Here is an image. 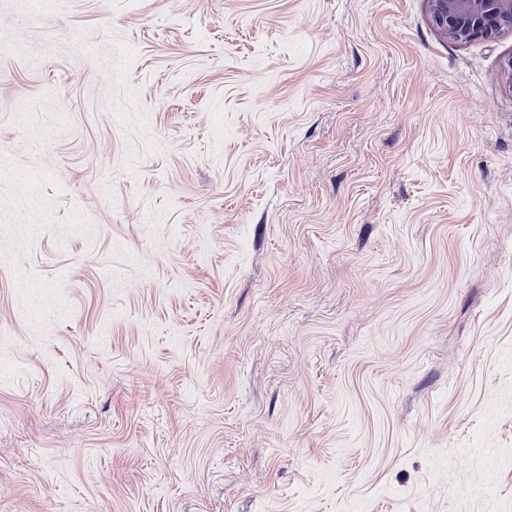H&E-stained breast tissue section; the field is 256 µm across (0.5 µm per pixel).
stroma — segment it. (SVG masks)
Segmentation results:
<instances>
[{"mask_svg":"<svg viewBox=\"0 0 512 512\" xmlns=\"http://www.w3.org/2000/svg\"><path fill=\"white\" fill-rule=\"evenodd\" d=\"M511 55L0 0V512H512Z\"/></svg>","mask_w":512,"mask_h":512,"instance_id":"stroma-1","label":"stroma"}]
</instances>
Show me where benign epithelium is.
Wrapping results in <instances>:
<instances>
[{"label": "benign epithelium", "mask_w": 512, "mask_h": 512, "mask_svg": "<svg viewBox=\"0 0 512 512\" xmlns=\"http://www.w3.org/2000/svg\"><path fill=\"white\" fill-rule=\"evenodd\" d=\"M432 24L444 38L466 44L512 31V0H427Z\"/></svg>", "instance_id": "1"}]
</instances>
